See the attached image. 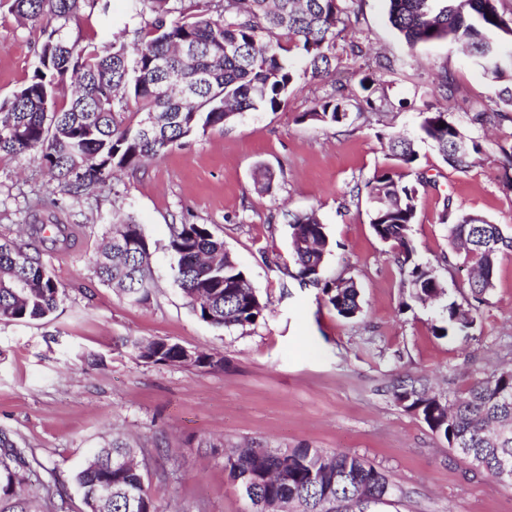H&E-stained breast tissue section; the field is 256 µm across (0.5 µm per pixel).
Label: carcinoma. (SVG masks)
<instances>
[{
    "instance_id": "obj_1",
    "label": "carcinoma",
    "mask_w": 512,
    "mask_h": 512,
    "mask_svg": "<svg viewBox=\"0 0 512 512\" xmlns=\"http://www.w3.org/2000/svg\"><path fill=\"white\" fill-rule=\"evenodd\" d=\"M20 18L41 23L42 41L30 80L0 104V156L38 155L63 188L99 184L119 171L131 174L181 140L223 125L262 105L276 108L301 76L329 74L336 40L352 24L351 0H131L146 27L131 43L98 51L70 41L68 25L109 14L111 0H8ZM389 21L409 49L451 39L465 46L474 63L495 83L496 109L478 112L480 124L501 123L512 112V26L499 13L498 0H387ZM183 76V91L166 88V75ZM374 74L359 80L366 95L352 99L345 87L302 118L340 125L350 107L377 110L370 94ZM422 138L443 160L464 171L476 161L481 144L472 139L465 152L456 148L461 129L446 111L422 112ZM396 167L376 171L364 185L371 227L394 252L411 298L426 304L444 295L433 269L416 259L410 237L416 222L418 186L414 141L389 138ZM295 278L321 287L322 300L345 319L362 313L359 288L352 279H325L331 243L315 211L289 219ZM31 238L68 243L71 224H30ZM169 251L175 283L191 310L217 329L255 324L266 304L246 275L205 224H173ZM512 254V235L485 218L464 214L448 225V253L442 262L473 256L471 300L463 308L445 306L436 336L472 335L476 315L487 303L499 260ZM149 244L141 225L129 219L112 225L109 242L94 269L101 282L133 304L148 302L154 290ZM26 287L17 288L16 284ZM65 290L39 258L9 240L0 241V320L43 319L64 302ZM127 346L144 364L183 366L184 348L167 339H133ZM193 367L224 368V358L202 351ZM392 396L417 413L429 429L448 442V452L481 465L490 477L512 468V370H493L474 378L463 395L435 394L419 378L404 377ZM146 450L114 439L99 449L76 475L82 512H158L149 495L141 462ZM232 481L246 484L253 496L281 512H364L393 495L387 475L368 460L346 452H325L303 445L279 451L256 444L224 455ZM30 461L17 442L0 431V512H35L24 492ZM108 482L112 496L95 502L91 490Z\"/></svg>"
}]
</instances>
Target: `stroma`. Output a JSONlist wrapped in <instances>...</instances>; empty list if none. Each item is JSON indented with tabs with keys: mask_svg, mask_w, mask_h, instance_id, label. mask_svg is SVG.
Masks as SVG:
<instances>
[{
	"mask_svg": "<svg viewBox=\"0 0 512 512\" xmlns=\"http://www.w3.org/2000/svg\"><path fill=\"white\" fill-rule=\"evenodd\" d=\"M358 20L336 41V72L297 80L285 104L261 107L206 134L186 138L136 174H122L73 194L50 180L37 155L0 157V238L26 244L67 293L49 317L0 322V429L32 462L26 491L62 493L79 512L76 475L103 439L120 435L148 451L145 483L161 512H247L224 468V451L257 441L282 451L304 444L351 452L380 468L394 486L379 512H512V487L471 471L391 395L400 377L417 376L438 391H464L473 376L512 369V255L500 259L494 287L477 317L475 337L437 336L440 303L414 302L389 247L369 224L358 187L390 166L387 137L417 139V255L465 304L468 268L448 269L447 228L477 214L512 233V122L492 130L475 123L493 108L491 81L456 44L408 49L388 20L386 0H356ZM40 28L0 5V102L33 74ZM365 53L353 57L351 43ZM390 59L375 95L376 112H350L330 126L305 119L334 95L337 82L358 92L361 74ZM448 78L440 94V76ZM451 114L477 140L476 163L459 171L420 142L426 108ZM273 177L259 192L258 168ZM315 210L332 252L327 278L354 279L363 313L346 319L320 302L318 290L293 279L287 212ZM56 214L77 227L73 244L30 241L33 215ZM140 224L152 252L157 289L130 304L102 284L93 260L112 225ZM204 224L223 238L266 304L256 325L222 331L194 315L173 278L167 249L173 224ZM129 337L167 338L224 358L220 370L143 364L124 347Z\"/></svg>",
	"mask_w": 512,
	"mask_h": 512,
	"instance_id": "obj_1",
	"label": "stroma"
}]
</instances>
